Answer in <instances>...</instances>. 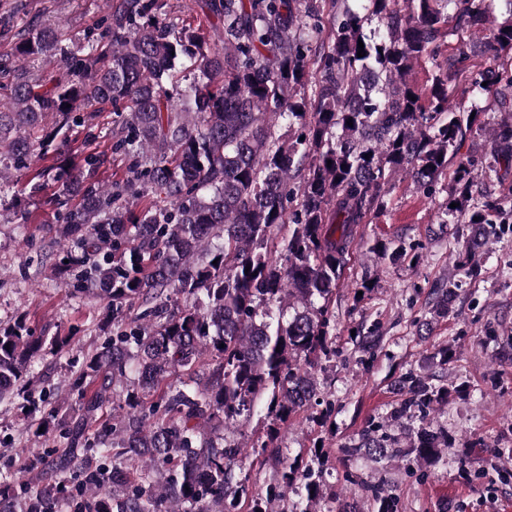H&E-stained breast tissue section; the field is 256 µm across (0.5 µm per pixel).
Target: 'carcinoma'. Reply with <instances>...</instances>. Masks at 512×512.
Wrapping results in <instances>:
<instances>
[{
    "mask_svg": "<svg viewBox=\"0 0 512 512\" xmlns=\"http://www.w3.org/2000/svg\"><path fill=\"white\" fill-rule=\"evenodd\" d=\"M107 2L78 37L25 23L0 55V180L51 160L37 178L59 184L46 201L59 270L112 302V335L70 384L80 414L44 420V477L0 481V512H318L324 451L289 459L281 430L319 403L318 368L336 356L331 298L357 227L384 210L395 177L428 195L447 180L442 223L475 227L456 255L474 277L475 249L512 224V187L506 201L476 189L478 165L460 156L479 108L449 93L463 78L493 95L500 120L484 161L511 171L512 0L499 18L487 0H359L357 11L347 0H195L191 19L168 0ZM375 20L382 28L366 31ZM35 59L70 78L28 76ZM107 110L110 151L60 160L57 138L98 140ZM113 155L124 171L105 182ZM371 250L407 253L398 239ZM462 285L448 278L424 326L448 316ZM68 341L22 320L1 326L0 401L21 398L29 414L52 404L30 369ZM129 381L121 414L116 387ZM398 385L389 420L403 436L369 421L343 455L377 512L399 503L360 460L436 463L448 434L424 420L460 391L412 372ZM260 402L264 434L239 439ZM249 459L275 460L277 484L255 491Z\"/></svg>",
    "mask_w": 512,
    "mask_h": 512,
    "instance_id": "cac0c4a2",
    "label": "carcinoma"
}]
</instances>
